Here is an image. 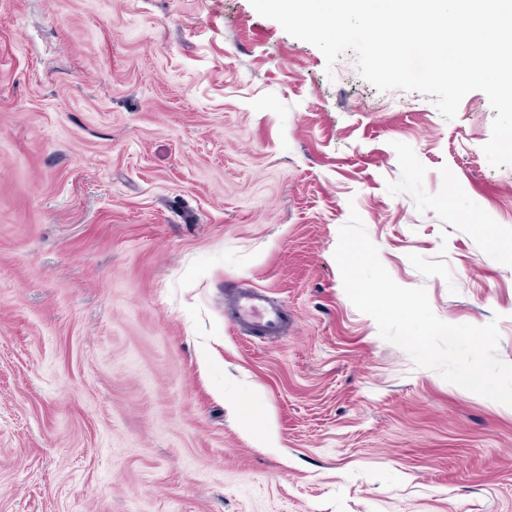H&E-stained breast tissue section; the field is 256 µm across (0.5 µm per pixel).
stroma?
<instances>
[{"label":"stroma","mask_w":512,"mask_h":512,"mask_svg":"<svg viewBox=\"0 0 512 512\" xmlns=\"http://www.w3.org/2000/svg\"><path fill=\"white\" fill-rule=\"evenodd\" d=\"M495 115L378 91L250 0H0V512H512V407L415 366L334 258L357 210L512 363ZM243 283L287 336L233 327ZM238 414L247 423L262 417L264 407L261 399L254 392H247L238 397L235 401Z\"/></svg>","instance_id":"obj_1"}]
</instances>
